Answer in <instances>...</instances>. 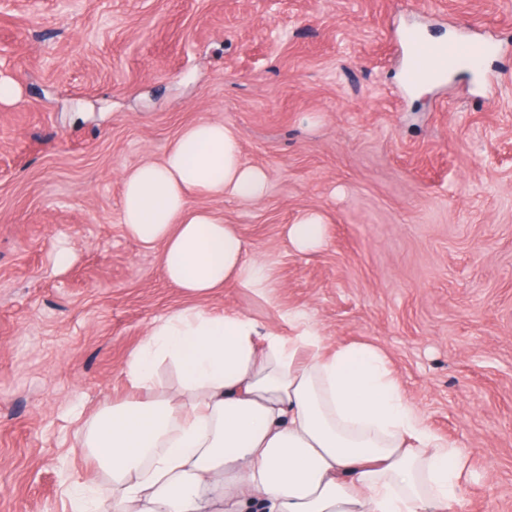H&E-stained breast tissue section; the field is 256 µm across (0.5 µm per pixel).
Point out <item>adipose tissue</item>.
I'll return each mask as SVG.
<instances>
[{
	"label": "adipose tissue",
	"mask_w": 512,
	"mask_h": 512,
	"mask_svg": "<svg viewBox=\"0 0 512 512\" xmlns=\"http://www.w3.org/2000/svg\"><path fill=\"white\" fill-rule=\"evenodd\" d=\"M267 176L219 121L186 127L160 161L127 171L126 234L160 246L166 279L204 298H269L272 271L236 225L193 195L254 201ZM291 334L241 312L182 307L125 365L135 395L102 408L81 445L112 485L95 512H457L465 449L435 433L386 354L329 346L307 315ZM177 383L158 389L161 366Z\"/></svg>",
	"instance_id": "adipose-tissue-1"
}]
</instances>
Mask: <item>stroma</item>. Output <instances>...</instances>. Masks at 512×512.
I'll list each match as a JSON object with an SVG mask.
<instances>
[{"label": "stroma", "mask_w": 512, "mask_h": 512, "mask_svg": "<svg viewBox=\"0 0 512 512\" xmlns=\"http://www.w3.org/2000/svg\"><path fill=\"white\" fill-rule=\"evenodd\" d=\"M407 29L460 52L422 93ZM0 79L18 84L0 103V512H70L74 476L106 487L80 439L131 396L150 324L190 303L125 233L122 176L204 120L268 186L193 202L238 226L274 300L201 306L379 347L467 449L464 512H512V0H0ZM308 211L325 241L300 253L285 227Z\"/></svg>", "instance_id": "1"}]
</instances>
